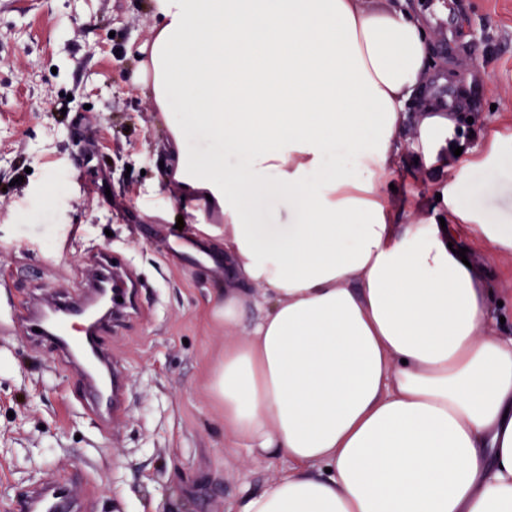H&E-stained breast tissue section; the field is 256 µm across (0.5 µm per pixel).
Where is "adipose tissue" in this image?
Masks as SVG:
<instances>
[{"label": "adipose tissue", "instance_id": "adipose-tissue-1", "mask_svg": "<svg viewBox=\"0 0 512 512\" xmlns=\"http://www.w3.org/2000/svg\"><path fill=\"white\" fill-rule=\"evenodd\" d=\"M147 8L149 91L161 112L185 104L166 122L165 179L183 212L224 215L212 316L240 335L210 378L224 445L288 462L231 512H512V338L488 332L512 225L460 196L512 132L473 130L462 103L431 95L428 16L406 0ZM191 127L246 167L198 164ZM339 139L357 170H323ZM407 163L432 176V203L392 191ZM267 190L287 223H252L246 202ZM469 238L486 256L456 255Z\"/></svg>", "mask_w": 512, "mask_h": 512}]
</instances>
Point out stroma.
Here are the masks:
<instances>
[{
  "instance_id": "obj_1",
  "label": "stroma",
  "mask_w": 512,
  "mask_h": 512,
  "mask_svg": "<svg viewBox=\"0 0 512 512\" xmlns=\"http://www.w3.org/2000/svg\"><path fill=\"white\" fill-rule=\"evenodd\" d=\"M147 0H0V512L45 479L73 485L83 512H229L287 468L224 449L208 388L233 335L213 323L224 254L181 216L160 165L164 122L134 50L152 41ZM431 25L440 98L477 129H512V0H440ZM462 199L512 225V150L468 170ZM183 224H176V217ZM132 305L98 332L124 406L101 417L83 376L27 315L81 301L102 255ZM494 336H512V258L493 267Z\"/></svg>"
}]
</instances>
